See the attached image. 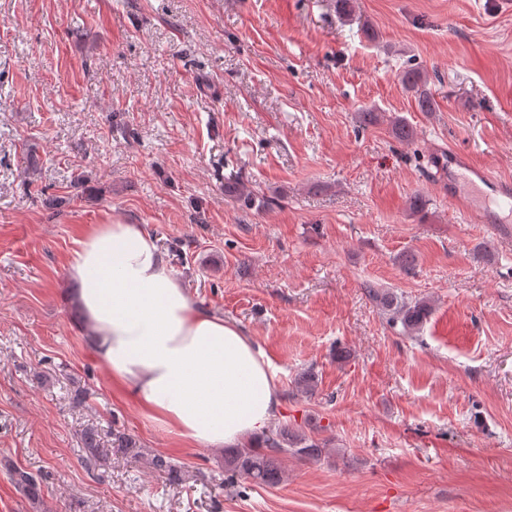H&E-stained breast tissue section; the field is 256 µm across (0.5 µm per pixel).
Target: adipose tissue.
Listing matches in <instances>:
<instances>
[{"instance_id": "1", "label": "adipose tissue", "mask_w": 512, "mask_h": 512, "mask_svg": "<svg viewBox=\"0 0 512 512\" xmlns=\"http://www.w3.org/2000/svg\"><path fill=\"white\" fill-rule=\"evenodd\" d=\"M69 275L89 348L146 417L205 448L267 432L279 390L263 349L191 300L143 225L92 228Z\"/></svg>"}]
</instances>
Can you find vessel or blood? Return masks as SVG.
Wrapping results in <instances>:
<instances>
[{
    "label": "vessel or blood",
    "instance_id": "1",
    "mask_svg": "<svg viewBox=\"0 0 512 512\" xmlns=\"http://www.w3.org/2000/svg\"><path fill=\"white\" fill-rule=\"evenodd\" d=\"M431 164L448 177L444 187L449 201H466L469 215L483 224L500 223L491 202L512 201V180L492 175L476 164L463 149L451 145L435 151L430 156Z\"/></svg>",
    "mask_w": 512,
    "mask_h": 512
}]
</instances>
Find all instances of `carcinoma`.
<instances>
[{
    "label": "carcinoma",
    "instance_id": "1",
    "mask_svg": "<svg viewBox=\"0 0 512 512\" xmlns=\"http://www.w3.org/2000/svg\"><path fill=\"white\" fill-rule=\"evenodd\" d=\"M402 84L415 91L418 95V105L421 111L434 110L433 99L429 92L420 89L424 84L422 72L415 67L405 68L400 72ZM393 135L402 142H411L414 139L413 127L402 117H395L391 121ZM369 296L386 308H394L395 318L409 331H418L433 314V305L427 300H418L412 304L393 306V298L387 292L366 286ZM113 448H124L134 454H144L130 435L114 432L111 435ZM264 447L255 448L247 445L229 452L225 459L227 470L234 477H242L255 485L275 486L281 480L279 461L284 455L300 456L315 459L322 454L320 444L313 437L287 426H278L268 431L263 438ZM81 445L90 460H99L106 454L101 431L90 424L81 432ZM153 469L169 477L179 473L180 466L170 457L155 455L151 458ZM9 473L14 484L23 491L29 500L35 502L41 497V482L31 472L14 465L9 466Z\"/></svg>",
    "mask_w": 512,
    "mask_h": 512
}]
</instances>
